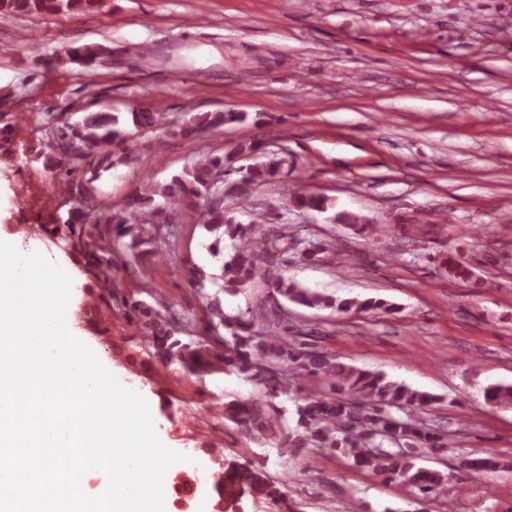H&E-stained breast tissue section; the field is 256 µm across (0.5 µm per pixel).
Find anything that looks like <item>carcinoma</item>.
<instances>
[{"label":"carcinoma","mask_w":512,"mask_h":512,"mask_svg":"<svg viewBox=\"0 0 512 512\" xmlns=\"http://www.w3.org/2000/svg\"><path fill=\"white\" fill-rule=\"evenodd\" d=\"M103 0H0V11L13 14H91ZM109 48L80 45L67 49L64 59L85 70L102 62ZM240 112H203L191 115L180 127L185 138L243 122ZM50 142L49 168L56 179L80 172L81 161L96 164L100 172L130 161L137 134L156 131L169 124L168 117L148 107L127 114L91 111L70 123L64 112H47L41 120ZM267 161L259 162L257 158ZM254 163L234 166L236 161ZM284 161L274 157L260 142H241L229 155L207 154L164 184H152L130 194L116 208L98 202L97 196L77 185L78 195L55 230L63 240L80 250L89 266L103 269L115 265L129 276H142L145 262L154 265L171 258L177 240L175 216L184 210L201 211L202 225L214 236L213 254L220 244L231 241V251L216 270L190 260L179 262L186 286L197 294L208 282L222 281L228 295L253 292L246 309L224 308L218 297L206 299L209 323L189 339L179 338L178 325L186 321L168 311L148 305L130 293H117L104 286L99 298L107 310L122 313L128 323L141 329L138 342L150 359L163 367L173 364L194 375L224 369L255 386L246 398H233L220 406L224 418L242 428L250 440L269 444L282 456L302 448L341 453L353 465L387 482L400 483L419 502L434 501L442 493L448 476L417 463L424 450L448 447V433L431 428L421 414L438 402L424 391L387 379L386 375L338 361L336 355L312 349L305 334L288 322L291 303L306 308H336V311L390 310L381 300L335 299L314 292L285 275L288 265L332 261L336 247L329 241L302 239L288 225L266 229V213L255 214L248 224L231 216L224 207L228 197L241 207L250 204L254 186L273 181ZM294 208L325 212L329 199L308 191L290 195ZM334 220L368 236L380 228L361 223L355 214L343 212ZM448 277L466 280L472 276L468 263L455 254L441 261ZM320 382L317 394L302 393L304 378ZM294 395L293 411L276 400ZM484 396L493 408L512 409V384H491ZM287 484L272 481L263 467L232 464L224 469L221 493L233 499L286 500Z\"/></svg>","instance_id":"obj_1"}]
</instances>
